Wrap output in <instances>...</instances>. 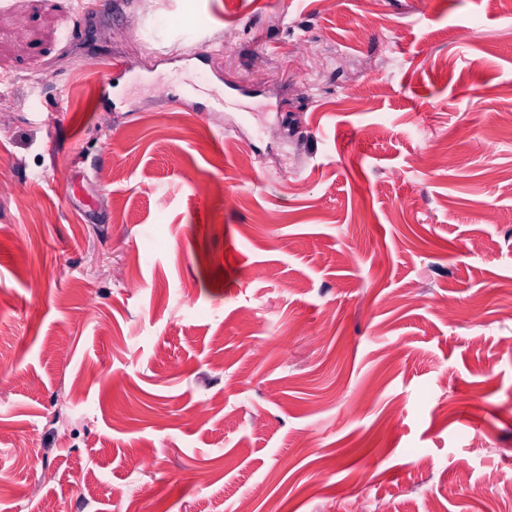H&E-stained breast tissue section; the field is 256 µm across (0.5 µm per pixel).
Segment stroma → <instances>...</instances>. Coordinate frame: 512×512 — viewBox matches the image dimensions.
Masks as SVG:
<instances>
[{"instance_id": "stroma-1", "label": "stroma", "mask_w": 512, "mask_h": 512, "mask_svg": "<svg viewBox=\"0 0 512 512\" xmlns=\"http://www.w3.org/2000/svg\"><path fill=\"white\" fill-rule=\"evenodd\" d=\"M4 91L0 512H512V0H10Z\"/></svg>"}]
</instances>
